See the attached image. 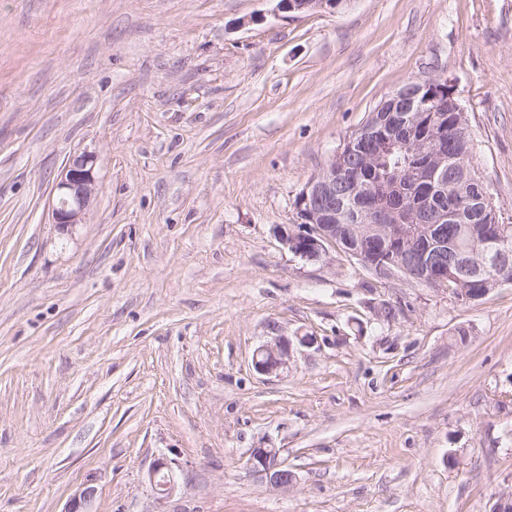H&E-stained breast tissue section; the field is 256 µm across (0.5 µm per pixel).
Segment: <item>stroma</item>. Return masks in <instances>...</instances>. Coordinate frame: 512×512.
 <instances>
[{
  "label": "stroma",
  "mask_w": 512,
  "mask_h": 512,
  "mask_svg": "<svg viewBox=\"0 0 512 512\" xmlns=\"http://www.w3.org/2000/svg\"><path fill=\"white\" fill-rule=\"evenodd\" d=\"M438 75L512 224V0H0V512H63L88 481L97 512H489L512 285L465 304L276 235L381 100ZM83 151L97 192L64 232L53 186ZM277 336L316 342L259 375ZM348 3V0H279V9L288 13L307 14L334 10ZM247 466L268 477L277 487H288L295 480L294 473L279 461V453L275 448L251 449ZM171 464L172 463L166 458H161L157 460L147 472L146 481L159 498L168 497L175 491L174 470ZM161 473L165 474L164 482L157 481Z\"/></svg>",
  "instance_id": "stroma-1"
}]
</instances>
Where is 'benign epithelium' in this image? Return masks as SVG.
I'll use <instances>...</instances> for the list:
<instances>
[{
  "label": "benign epithelium",
  "instance_id": "benign-epithelium-1",
  "mask_svg": "<svg viewBox=\"0 0 512 512\" xmlns=\"http://www.w3.org/2000/svg\"><path fill=\"white\" fill-rule=\"evenodd\" d=\"M350 0H279V9L288 13L307 14L335 10ZM451 84L443 76L426 82H412L388 96L387 104L392 109L408 115L419 111L418 92L441 83ZM378 137V124L371 121L354 129L344 145L353 147L359 143L373 148ZM344 149L334 153L329 163L310 177L296 196L295 211L302 224L295 228L280 226L277 236L282 246L292 254L308 261L324 260L329 248L336 246V233L345 231V225L363 223L361 228L364 243H371L386 237L400 243L396 260L388 263H367L369 269L384 278H407L430 287L445 286L448 282V263L444 252H422L413 247V241L420 234H429L435 226L412 224L410 217L402 212L371 202L361 213L342 199L336 198V185L345 180L352 193L368 199L369 190L360 183L357 173L342 164ZM96 156L87 151L78 153L62 169L54 185L55 205L52 208V223L67 229L83 221L86 211L96 193ZM509 267V259L500 256L482 265V272L496 271L488 281L500 285V275ZM309 347L314 344L311 336H277L260 345L252 357L256 372L263 375H279L288 368L294 345ZM247 466L254 472L269 478L277 487H288L294 480V473L279 461L274 448H253L249 453ZM146 481L154 493L165 498L176 488L173 467L165 458L157 460L146 475ZM95 487L87 480L73 494L64 512H95Z\"/></svg>",
  "mask_w": 512,
  "mask_h": 512
}]
</instances>
